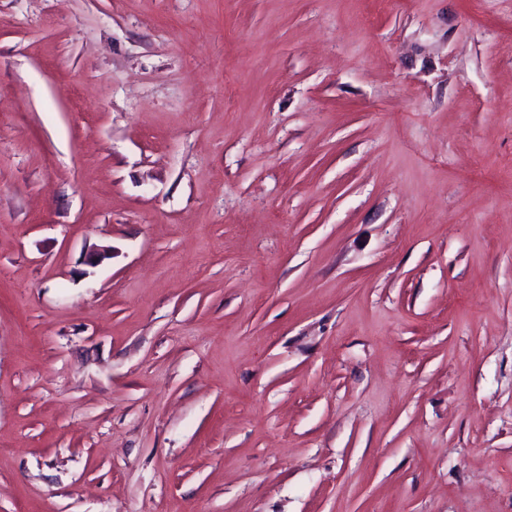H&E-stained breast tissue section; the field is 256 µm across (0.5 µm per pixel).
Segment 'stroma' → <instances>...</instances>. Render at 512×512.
<instances>
[{
	"mask_svg": "<svg viewBox=\"0 0 512 512\" xmlns=\"http://www.w3.org/2000/svg\"><path fill=\"white\" fill-rule=\"evenodd\" d=\"M0 512H512V0H0Z\"/></svg>",
	"mask_w": 512,
	"mask_h": 512,
	"instance_id": "35a3bbf8",
	"label": "stroma"
}]
</instances>
